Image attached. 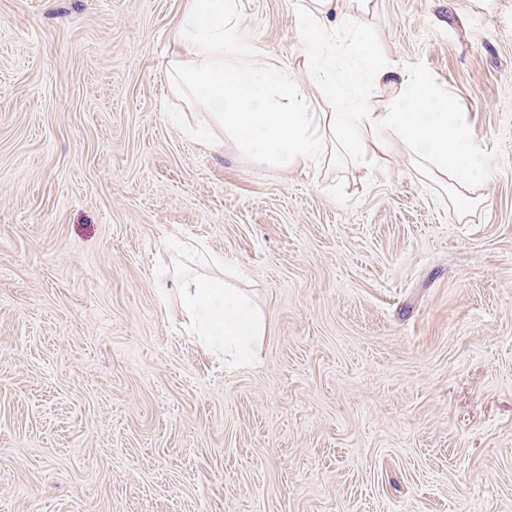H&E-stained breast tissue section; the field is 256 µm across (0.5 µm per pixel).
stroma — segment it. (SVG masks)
Instances as JSON below:
<instances>
[{
    "label": "stroma",
    "instance_id": "35a3bbf8",
    "mask_svg": "<svg viewBox=\"0 0 512 512\" xmlns=\"http://www.w3.org/2000/svg\"><path fill=\"white\" fill-rule=\"evenodd\" d=\"M306 0H238L330 111ZM186 0H0V512H512V0H367L378 63L454 100L470 213L384 166L286 165L171 119ZM263 311L253 362L187 275ZM181 295L186 311L202 336H222L224 356L243 360L255 355L247 341L264 336L265 318L238 288L220 279L184 281Z\"/></svg>",
    "mask_w": 512,
    "mask_h": 512
}]
</instances>
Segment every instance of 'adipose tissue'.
<instances>
[{"instance_id": "obj_1", "label": "adipose tissue", "mask_w": 512, "mask_h": 512, "mask_svg": "<svg viewBox=\"0 0 512 512\" xmlns=\"http://www.w3.org/2000/svg\"><path fill=\"white\" fill-rule=\"evenodd\" d=\"M345 9V0H311L299 18L317 40L319 50L306 62L330 89L331 111H309L287 72L246 60L236 0H187L168 76L187 104L207 102L225 138L253 148L260 159L310 165L341 157L371 165L397 141L415 156L420 178L446 187L449 198L479 207L483 198L475 190L484 165L453 100L421 74L377 65ZM382 85L394 87L395 95L379 109L368 93ZM225 138L208 141V149L223 151ZM181 295L202 335L222 337L225 356L253 357L250 342L264 334L265 318L246 295L212 278L185 280Z\"/></svg>"}]
</instances>
